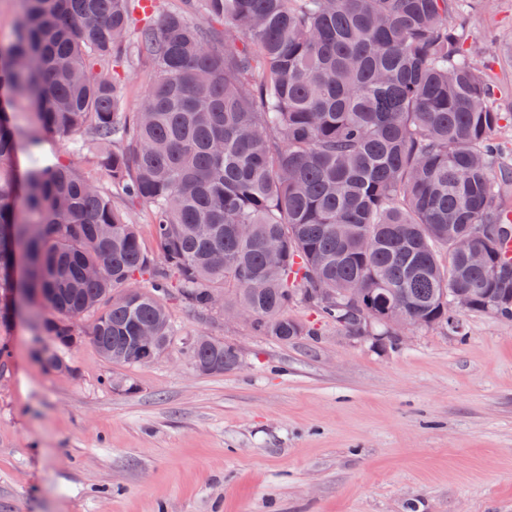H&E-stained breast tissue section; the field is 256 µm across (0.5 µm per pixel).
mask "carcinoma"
Returning <instances> with one entry per match:
<instances>
[{
  "label": "carcinoma",
  "instance_id": "obj_1",
  "mask_svg": "<svg viewBox=\"0 0 512 512\" xmlns=\"http://www.w3.org/2000/svg\"><path fill=\"white\" fill-rule=\"evenodd\" d=\"M466 0H22L0 87L31 106L26 128L0 112V301L33 293L32 327L64 372L90 340L113 364H149L173 346L167 301L208 312L248 306L279 342L319 336L290 315L296 289L359 306L315 304L345 336L397 308L421 326L472 312L512 319V240L494 172V134L512 115L467 42ZM241 35L229 49L209 24ZM152 63L125 107L116 68ZM88 151L81 172L43 134ZM102 171L122 205L104 191ZM151 210L154 250L131 213ZM485 253L475 266L457 249ZM152 328L146 350L138 330ZM184 351L201 373L237 368L211 338Z\"/></svg>",
  "mask_w": 512,
  "mask_h": 512
}]
</instances>
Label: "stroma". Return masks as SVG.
Wrapping results in <instances>:
<instances>
[{
	"mask_svg": "<svg viewBox=\"0 0 512 512\" xmlns=\"http://www.w3.org/2000/svg\"><path fill=\"white\" fill-rule=\"evenodd\" d=\"M467 34L512 113V0L472 5ZM169 309L240 367L201 373L178 348L115 365L86 341L49 372L29 319L0 336V512H512V320L468 312L464 335L377 347Z\"/></svg>",
	"mask_w": 512,
	"mask_h": 512,
	"instance_id": "35a3bbf8",
	"label": "stroma"
}]
</instances>
